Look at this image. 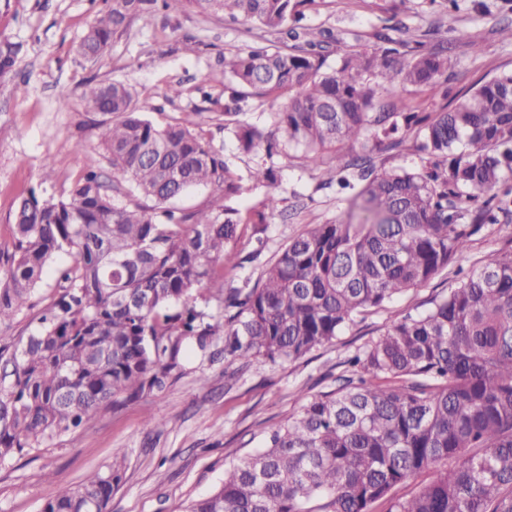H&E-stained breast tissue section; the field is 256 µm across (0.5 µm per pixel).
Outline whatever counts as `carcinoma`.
Segmentation results:
<instances>
[{
	"instance_id": "obj_1",
	"label": "carcinoma",
	"mask_w": 512,
	"mask_h": 512,
	"mask_svg": "<svg viewBox=\"0 0 512 512\" xmlns=\"http://www.w3.org/2000/svg\"><path fill=\"white\" fill-rule=\"evenodd\" d=\"M314 0H110L81 39L99 55L137 19L198 6L245 19L274 36L224 58V127L238 149L267 157L295 149L335 184L349 206L334 222L309 224L262 268L254 286L224 287L216 270L237 259V228L266 232L284 214L271 191L259 208L236 203L240 178L186 117L158 126L123 83L89 85L88 107L109 117L107 181L94 170L64 199L35 193L15 210L13 251L0 268V325L28 303L46 263L74 256L38 326L17 347L0 335V462L84 427L122 396L163 389L184 342L224 354L295 361L334 343L355 318L432 280L465 254L487 224H512V72L450 107L422 112L386 102L398 86L448 96L442 45L404 50L387 35L327 64L331 32L308 38ZM22 45L0 39V77ZM278 102L276 130L238 119L249 100ZM410 149L419 164L386 167L356 143ZM254 184L271 189L273 166ZM211 188L208 205L168 207L189 188ZM154 207L128 208L119 193ZM210 285L224 306L196 309ZM335 390L302 395L267 445L240 458L224 483L187 512H512V246L473 265L448 294L386 325L348 359ZM432 476L408 497L391 491ZM121 481L114 465L63 487L42 512H107Z\"/></svg>"
}]
</instances>
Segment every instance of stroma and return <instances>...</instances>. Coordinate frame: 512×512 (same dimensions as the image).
<instances>
[{
  "mask_svg": "<svg viewBox=\"0 0 512 512\" xmlns=\"http://www.w3.org/2000/svg\"><path fill=\"white\" fill-rule=\"evenodd\" d=\"M103 10L102 0H0V38L23 45L14 76L0 80V257L13 249V213L21 198L32 192L67 196L90 165L111 177L102 144L106 118L82 98L90 83L128 85L137 107L160 126L196 113L203 134L241 179L239 207L260 206L267 194L249 178L256 157L238 150L223 116L224 58L263 38V31L198 8L160 12L150 24L132 22L88 60L78 45ZM306 14L312 32L332 31L343 50L357 41L374 45L381 34L411 46L447 43L448 88L454 94L512 70V42L498 32L512 25V0H458L452 10L436 0H315ZM177 83L181 95L170 96L169 87ZM63 88L69 92L64 102ZM272 163L278 196L305 207L292 219H275L260 242L251 225H239L235 249L244 263L224 270L225 281L238 287L257 279L263 264L306 225L334 221L346 210L335 189L320 187L300 152ZM506 243L498 225L485 226L460 268L442 271L385 309L358 316L335 344L297 361L274 363L262 355L231 361L216 344L182 352L164 390L101 411L77 433L0 463V512H41L57 488L118 457L123 477L108 512H183L221 486L233 462L264 448L267 429L286 422L299 395L334 390L357 348L379 337L390 320L420 311L422 302L454 287L459 269H470ZM71 261L62 252L47 264L28 306L6 324L8 335L32 332L52 300L58 269ZM151 417L163 420V428L147 427Z\"/></svg>",
  "mask_w": 512,
  "mask_h": 512,
  "instance_id": "1",
  "label": "stroma"
}]
</instances>
